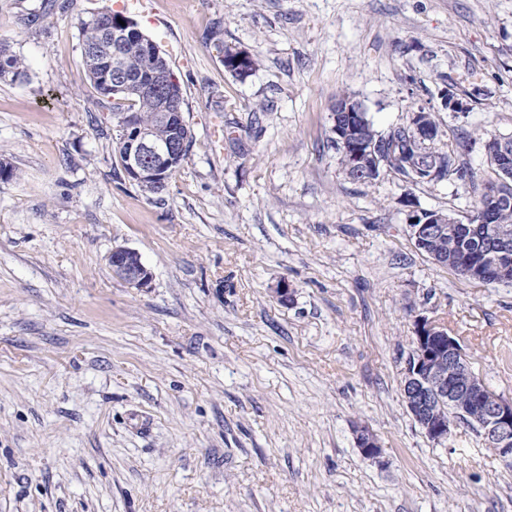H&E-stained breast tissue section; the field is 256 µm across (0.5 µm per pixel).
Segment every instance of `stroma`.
Returning <instances> with one entry per match:
<instances>
[{"mask_svg": "<svg viewBox=\"0 0 512 512\" xmlns=\"http://www.w3.org/2000/svg\"><path fill=\"white\" fill-rule=\"evenodd\" d=\"M116 2L0 0L26 67L0 79V512H512V466L461 423L434 443L403 401L419 315L512 398V283L415 247L409 214L470 213L461 183L352 181L331 119L345 94L381 132L425 109L485 175L484 141L512 136V0H129L193 136L153 199L81 57L80 21ZM112 272L134 288L147 287L151 281V273L143 264L136 250L117 247L108 256Z\"/></svg>", "mask_w": 512, "mask_h": 512, "instance_id": "stroma-1", "label": "stroma"}]
</instances>
